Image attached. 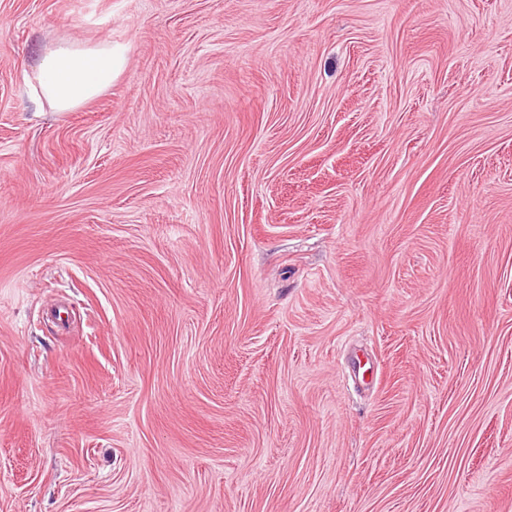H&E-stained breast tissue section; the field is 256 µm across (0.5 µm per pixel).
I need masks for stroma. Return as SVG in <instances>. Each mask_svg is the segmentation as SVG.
Segmentation results:
<instances>
[{"mask_svg":"<svg viewBox=\"0 0 512 512\" xmlns=\"http://www.w3.org/2000/svg\"><path fill=\"white\" fill-rule=\"evenodd\" d=\"M0 512H512V0H0ZM125 61V48L112 41L94 46L71 42L42 58L37 81L55 111L70 112L111 87Z\"/></svg>","mask_w":512,"mask_h":512,"instance_id":"obj_1","label":"stroma"}]
</instances>
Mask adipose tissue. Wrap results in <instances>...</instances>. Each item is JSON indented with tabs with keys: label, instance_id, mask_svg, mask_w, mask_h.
Returning <instances> with one entry per match:
<instances>
[{
	"label": "adipose tissue",
	"instance_id": "obj_1",
	"mask_svg": "<svg viewBox=\"0 0 512 512\" xmlns=\"http://www.w3.org/2000/svg\"><path fill=\"white\" fill-rule=\"evenodd\" d=\"M124 66L122 46L108 41L94 46L71 42L42 58L37 81L55 111L70 112L111 87Z\"/></svg>",
	"mask_w": 512,
	"mask_h": 512
}]
</instances>
